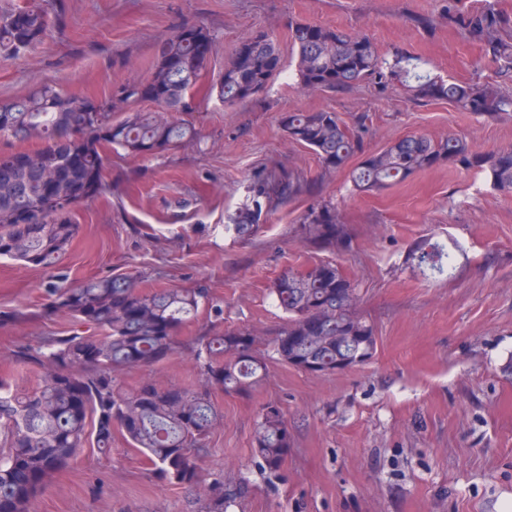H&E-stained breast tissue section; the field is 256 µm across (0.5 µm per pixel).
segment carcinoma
Instances as JSON below:
<instances>
[{
	"label": "carcinoma",
	"instance_id": "carcinoma-1",
	"mask_svg": "<svg viewBox=\"0 0 512 512\" xmlns=\"http://www.w3.org/2000/svg\"><path fill=\"white\" fill-rule=\"evenodd\" d=\"M457 2L448 0V20L484 45L499 76L511 78L512 14L492 3L462 10ZM66 23L65 0L51 11L25 0L0 15V56H18L39 43L50 26ZM288 32L297 53V84L303 89L340 93L361 82L382 87L397 82L417 102L446 101L488 119L512 109V97L497 85L477 86L424 72L419 59L402 49L386 57L366 35L297 21L288 25ZM212 47L213 34L206 26L184 21L158 41L150 78L114 85L103 104L53 84L0 103V138L40 142L34 167L24 165L22 152L0 154V258L52 271L77 232L74 208L112 185V152L159 157L199 141L195 126L175 114L195 111L197 83ZM282 70L273 37L256 31L224 63L218 95L227 106L258 101ZM144 101L160 111H131ZM117 113L123 118H116ZM369 123L366 113L353 116L349 125L329 110L279 116L288 139L312 150L324 171H338L352 157H361L349 172L355 192L401 184L443 164L474 170L489 189L512 192V146L482 152L459 136L434 141L412 135L369 152ZM311 190L312 183L292 170L256 169L224 229L249 240L264 224L263 211ZM303 235L316 251L345 252L352 246L331 202L305 212ZM461 257L466 249L457 240L448 246L416 241L407 254L421 272L450 279ZM46 294L48 303L40 315L63 313L75 329L14 351L16 362L39 369L37 387L22 392L0 378V512H31L45 483L79 450L111 452L116 430L151 462L158 481L203 489L197 512H226L224 481L208 480L199 465L205 441L222 418L212 390L251 397L266 371L260 338L248 328L223 327L224 309L205 288L145 291L126 274L71 286L52 273ZM272 294L287 318L268 346L279 361L299 371L334 372L337 358L363 350L362 338L375 335L373 325L355 311V284L334 263L317 262L301 273L285 271L274 281ZM202 305L210 307L215 321L190 346L201 384L161 387L146 380L122 390L118 377L123 371L161 364L177 351V331ZM290 446L288 420L280 407H262L254 452L263 468L277 472Z\"/></svg>",
	"mask_w": 512,
	"mask_h": 512
}]
</instances>
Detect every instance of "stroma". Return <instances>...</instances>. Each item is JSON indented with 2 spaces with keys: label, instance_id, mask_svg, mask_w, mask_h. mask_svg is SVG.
Listing matches in <instances>:
<instances>
[{
  "label": "stroma",
  "instance_id": "1",
  "mask_svg": "<svg viewBox=\"0 0 512 512\" xmlns=\"http://www.w3.org/2000/svg\"><path fill=\"white\" fill-rule=\"evenodd\" d=\"M215 35L211 61L188 118L202 133L163 158L116 155L113 171L131 181L79 206L78 233L60 268L73 281L128 273L142 286L206 288L224 323L258 335L285 320L270 293L282 272L322 260L300 234L312 205L335 204L353 237L332 259L358 289L357 310L376 330L373 357L335 373H305L270 360L247 399L215 391L224 419L200 464L225 488L247 486L227 512H495L512 494V193L490 191L472 171L440 165L381 191L354 194L346 173L323 172L316 155L279 126L288 111L332 110L344 121L369 114L368 150L409 135L465 138L473 149L512 145V115L488 120L445 101L418 104L395 84L361 83L343 93L303 89L288 25L307 21L370 37L381 53L402 48L434 73L468 83H499L483 45L448 20L446 0H68V24L13 58H0V101L44 83L101 102L113 85L147 80L155 41L182 21ZM274 37L284 64L258 103L229 107L204 90L218 84L237 44L255 29ZM283 167L313 181L310 195L270 214L247 242L225 234L248 175ZM459 240L469 261L457 277L427 279L407 263L421 238ZM39 268L0 259V378L35 388L37 374L13 352L69 335L59 314L36 318L46 301ZM200 310L179 334L180 349L153 367L124 371L130 390L198 384L189 347L211 326ZM278 405L292 445L276 474L253 454L257 415ZM34 512H196L197 495L157 483L150 463L115 435L104 456L82 449L57 471Z\"/></svg>",
  "mask_w": 512,
  "mask_h": 512
}]
</instances>
